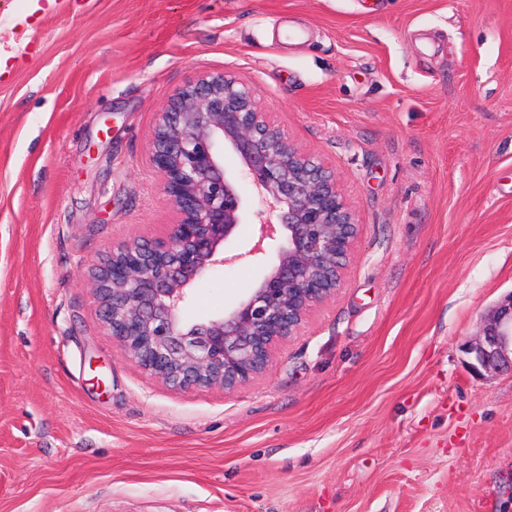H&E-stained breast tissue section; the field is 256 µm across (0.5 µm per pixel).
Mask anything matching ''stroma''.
Instances as JSON below:
<instances>
[{
	"label": "stroma",
	"mask_w": 512,
	"mask_h": 512,
	"mask_svg": "<svg viewBox=\"0 0 512 512\" xmlns=\"http://www.w3.org/2000/svg\"><path fill=\"white\" fill-rule=\"evenodd\" d=\"M0 50V512H512V376L464 351L512 292V0H0ZM204 71L358 225L335 297L230 392L139 369L88 281L169 223L151 131ZM259 235L187 320L247 295Z\"/></svg>",
	"instance_id": "stroma-1"
}]
</instances>
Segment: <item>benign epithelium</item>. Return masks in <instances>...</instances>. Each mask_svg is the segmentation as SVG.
<instances>
[{
    "instance_id": "1",
    "label": "benign epithelium",
    "mask_w": 512,
    "mask_h": 512,
    "mask_svg": "<svg viewBox=\"0 0 512 512\" xmlns=\"http://www.w3.org/2000/svg\"><path fill=\"white\" fill-rule=\"evenodd\" d=\"M239 158L224 168V149ZM148 164L173 221L105 251L90 283L103 326L139 368L174 390L232 391L265 374L274 350L297 335L313 306L341 286L358 225L335 172L290 144L258 109L256 93L223 72L202 73L156 113ZM250 180L253 200L238 189ZM265 207L260 236L276 259L249 294L205 322L182 314L188 290L225 255L252 203ZM471 369L512 372V293L465 346Z\"/></svg>"
}]
</instances>
